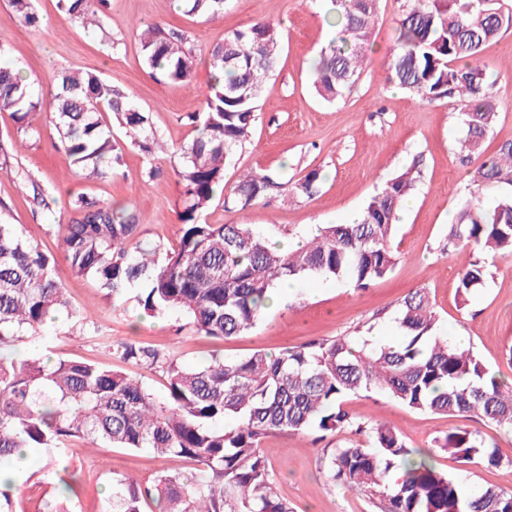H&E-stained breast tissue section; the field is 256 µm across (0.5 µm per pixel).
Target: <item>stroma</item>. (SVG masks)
Segmentation results:
<instances>
[{"instance_id":"obj_1","label":"stroma","mask_w":512,"mask_h":512,"mask_svg":"<svg viewBox=\"0 0 512 512\" xmlns=\"http://www.w3.org/2000/svg\"><path fill=\"white\" fill-rule=\"evenodd\" d=\"M405 3L379 0L368 67L350 92L326 103L314 94L311 70L320 50L336 35L325 20L328 0H228L223 13L194 18L183 15L176 0H108L100 26L93 29L62 12L57 0H33L42 24L28 28L9 0H0L1 62L45 89L65 70L100 73L134 97L149 113L158 138L170 147L169 153L150 156L138 147L124 146L116 173L92 179L55 148L56 132L44 116H34L31 131L25 133L18 131L10 112H0V146L9 155L6 168L0 170V222L17 225L26 238L55 256L72 311L30 337L38 354L123 370L161 399L167 392L171 360L195 367L216 354L241 359L258 350L275 353L345 335L392 339L403 299L422 288L439 315L442 334L463 332L466 344L486 366L512 381V255L487 261L486 287L464 305L457 295L458 277L482 253L446 244L459 201L474 191L473 170L483 156L512 140V29L482 54L501 109L483 155L464 163L458 154L461 129L454 103H425L385 80L396 21ZM259 20L278 28V63L263 87L251 136L238 150L225 183L234 185L240 175L257 172L272 175L278 186L243 210L225 208L222 198H215L202 212V221L247 224L276 241L287 232L298 237L319 224L350 222L388 179L406 167L416 166L419 177L413 205L400 216L399 260L390 276L360 291L333 281H296L294 288L281 291L278 303L255 327L222 341L197 333L184 314L148 315L135 295L118 303L108 300L96 280L70 272L60 248V224L70 216V200L83 196L128 205L142 244L177 245L184 188L177 174L179 157L172 149L195 135L189 117L201 111L211 80L209 49L225 35ZM151 24L187 34L196 56L190 86L156 79L145 64L136 30ZM314 169L322 176L316 195L284 196L281 183ZM37 192L45 205L34 201ZM128 342L154 347L159 361L122 362L116 349ZM345 406L359 421L391 425L415 448H431L435 438L460 427L512 458V432L482 418L410 410L379 392L350 396ZM356 440L347 430L319 442L308 433L285 431L266 437L262 450L278 494L293 504L295 512H380L368 495L341 490L328 481V456ZM49 459L47 451L35 453L12 491L13 512H44L64 477L78 483L71 512H108L113 475L130 474L149 487L159 475L188 467L179 457H159L146 449L96 448L79 439L64 453L67 473H57ZM435 464L450 476L512 491V467H465L445 452L436 453Z\"/></svg>"}]
</instances>
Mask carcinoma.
<instances>
[{
  "instance_id": "carcinoma-1",
  "label": "carcinoma",
  "mask_w": 512,
  "mask_h": 512,
  "mask_svg": "<svg viewBox=\"0 0 512 512\" xmlns=\"http://www.w3.org/2000/svg\"><path fill=\"white\" fill-rule=\"evenodd\" d=\"M107 0H58L60 9L85 26L99 21ZM227 0H178L188 16L224 11ZM340 18L336 37L313 64V85L325 101L342 97L358 80L371 51L378 0H331ZM19 20L35 27L33 0H11ZM512 27L507 0H407L386 80L424 102L455 101L464 157L482 153L500 100L481 53ZM187 37L160 25L139 34L145 63L162 80L188 85L194 56ZM279 31L258 21L224 36L213 47V82L202 112L193 116L197 136L175 150L184 184L177 247H143L129 209L115 211L84 196L70 202L61 248L72 273L92 277L114 302L137 291L146 313L177 311L204 336L229 339L254 327L266 301L285 280L334 279L357 290L390 275L398 212L414 190V167L377 190L353 222L326 224L296 250L283 251L244 224H207L201 211L224 188V175L249 138L263 84L275 69ZM0 110L18 129L45 115L69 162L88 176L104 178L122 160L112 138L113 114L131 143L148 154L159 144L133 99L94 72L59 75L51 98L0 64ZM479 189L504 194L458 205L446 246H475L512 255V141L504 142L474 171ZM321 182L313 170L285 187V196H314ZM277 186L272 176L239 178L224 205L245 209ZM55 257L25 239L14 224L0 223V345L35 333L70 311ZM489 271L478 260L459 275L457 295L466 303L485 288ZM399 336L373 345L361 336L309 341L276 355L256 351L238 360L212 357L186 368L167 366V393L158 400L129 374L79 359L48 363L37 355L0 353V464L12 465L21 448L62 454L72 438L93 447L148 449L193 466L186 474H163L152 488L129 475L112 479V512H294L270 476L261 449L281 431L369 433L368 444L335 449L327 461L331 483L380 500L381 512H512V493L451 477L433 463V453L407 446L385 423L357 421L344 407L359 391H380L417 411L471 414L512 429V384L492 373L469 347L439 332L436 311L422 288L412 290L397 314ZM127 363H155L159 352L124 343ZM233 418L238 425L224 428ZM436 447L464 464L511 465L496 446L456 428Z\"/></svg>"
}]
</instances>
